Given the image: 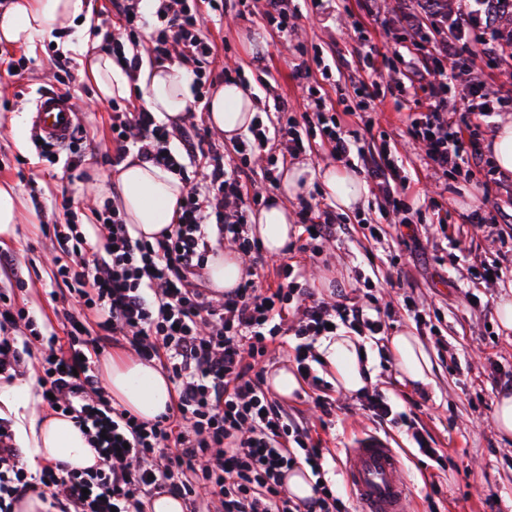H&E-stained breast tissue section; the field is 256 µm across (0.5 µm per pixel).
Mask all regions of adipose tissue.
<instances>
[{
  "label": "adipose tissue",
  "instance_id": "ef3b65f1",
  "mask_svg": "<svg viewBox=\"0 0 512 512\" xmlns=\"http://www.w3.org/2000/svg\"><path fill=\"white\" fill-rule=\"evenodd\" d=\"M92 24L88 0H9L0 8V45L33 51L60 29H71L65 49L78 56L95 83L97 97L106 101L124 99L140 90L147 109L165 122L181 121L194 101L193 76L178 64L142 60L137 78H130L124 62L100 50L90 41ZM258 104L251 91L230 82L219 87L207 103L206 120L227 140H234L252 125ZM320 182L336 207L351 210L369 193L367 184L347 169L313 170L296 165L284 171L281 198L268 201L254 218L263 249L273 257L284 255L298 233L288 211V199L304 195L313 182ZM100 197H115L126 223L136 235L154 240L176 223L185 184L164 167L128 156L110 177L97 185ZM388 347L403 380L426 387L432 381V362L424 345L409 333L389 339ZM328 379L350 395H358L375 381L374 354L362 338L340 333L317 344ZM108 393L114 403L143 421L154 420L170 404L173 386L155 363L136 358H108L102 363ZM41 396L33 384L0 382V412L13 420V442L21 448L31 469L52 462L69 469L95 466L99 458L74 420L64 416L37 415Z\"/></svg>",
  "mask_w": 512,
  "mask_h": 512
}]
</instances>
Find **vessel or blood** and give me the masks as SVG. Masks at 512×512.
<instances>
[{
    "label": "vessel or blood",
    "instance_id": "obj_1",
    "mask_svg": "<svg viewBox=\"0 0 512 512\" xmlns=\"http://www.w3.org/2000/svg\"><path fill=\"white\" fill-rule=\"evenodd\" d=\"M74 112L73 101L62 94L41 93L32 111L36 136L52 143L68 141ZM402 471L399 454L379 434H361L346 448L343 477L359 512H409L411 489Z\"/></svg>",
    "mask_w": 512,
    "mask_h": 512
}]
</instances>
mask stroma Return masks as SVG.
<instances>
[{
  "instance_id": "stroma-1",
  "label": "stroma",
  "mask_w": 512,
  "mask_h": 512,
  "mask_svg": "<svg viewBox=\"0 0 512 512\" xmlns=\"http://www.w3.org/2000/svg\"><path fill=\"white\" fill-rule=\"evenodd\" d=\"M262 0H224L226 21L209 24L219 51L214 71L224 66L241 68L260 101L288 94L297 106L305 104V88L292 77L299 56L276 49L277 34L264 24L259 11ZM306 47L317 48L332 66L337 85L350 89L359 65L355 36L338 13L306 14L299 20ZM268 50L267 71H259L254 57ZM58 52L43 41L36 53L0 46V184L17 191L24 218L14 240L0 244L13 252L23 267L24 285H17L7 268L0 267V293L18 308L34 315L42 332H62L72 301L52 273L60 263L53 241L54 225L71 220L78 231L90 233L98 221L102 199L96 196L94 178L109 176L112 166V114L123 111L122 99L107 103L94 97L91 77L79 63L68 71L56 69ZM18 74H11L9 66ZM44 91L68 94L75 106L74 122L82 138L76 149L60 151L47 160L31 129L15 134L14 116L30 118L33 100ZM406 93L386 95L372 115L371 130L362 131L365 155L373 154L381 137L395 141L398 158L410 170L424 171V160L407 133L405 116L415 111ZM448 223L439 227L429 213L418 223L391 224L382 216L383 202L368 196L365 203L343 210L344 225L331 245L324 247L317 263L306 264L303 275L319 296L330 297L344 289L352 300L377 298L389 307L383 334L369 344L380 357L373 391L388 398L396 411L409 414L415 429L442 451L441 458L421 455L404 426L380 423L361 409L360 397L349 396L330 381L320 387L302 383L282 405L309 420L313 437L333 458L329 480L348 512H357L341 470L346 446L360 433L371 431L390 436L404 459V475L411 483V512H512V436L499 434L495 411L500 387L497 372L512 371V331L503 330L498 306L512 301V223L492 224L475 230L461 220L483 197L478 181L449 175ZM377 235H370V227ZM493 267L497 279L469 305L465 291L476 284L483 269ZM422 311L424 324H416L412 312ZM399 332L417 336L433 363V382L419 389L403 383L393 359L387 358V339ZM334 399L336 408L326 416L315 408L314 396ZM414 429V430H415Z\"/></svg>"
}]
</instances>
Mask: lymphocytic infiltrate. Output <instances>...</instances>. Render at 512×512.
<instances>
[{
	"mask_svg": "<svg viewBox=\"0 0 512 512\" xmlns=\"http://www.w3.org/2000/svg\"><path fill=\"white\" fill-rule=\"evenodd\" d=\"M141 0H112V50L123 53V39L145 26ZM163 28L150 40L160 61L199 66L217 49L202 36L208 17L223 13V0H154ZM426 17L442 32L423 49L415 18H387L381 23L395 43L392 56L381 55L362 23L353 21L357 54L365 71L403 76L418 110L408 117L411 139L437 175H481L484 203L463 214L475 229L506 221L488 199L499 186L495 166L485 156L483 125L500 112H512V0H421ZM296 0H265L262 18L280 40L303 52ZM498 69L508 91L490 87L480 64ZM276 120L251 129L249 141L232 153L197 126L157 122L145 106L129 104L112 117L113 164L128 153L171 171L184 160L197 162L200 179L184 197L176 224L161 239L134 236L120 210L98 226L93 261L83 256L85 242L72 225L57 224L54 238L68 264L58 277L71 294L99 315L96 335L83 338L70 330L66 338L33 335L46 362L39 384L54 396L64 416L75 420L93 442L101 462L83 471L49 464L30 473L7 426H0V512H13L27 492L48 488L59 512H142L155 490L195 498L207 484L218 503L214 512H341L343 502L324 482V452L308 428L289 419L264 385L255 366L282 334L287 312H295L293 359L301 376L315 380L314 344L330 326L379 335L384 311L374 303H356L346 294L315 297L293 264L285 280L259 287L249 278L225 292L210 295L203 270L211 252L236 247L253 265L263 263L261 244L244 215L263 199V188L278 182V159L312 151L320 135L337 161L362 152L358 131L342 127L325 95L297 110L287 96L272 98ZM179 152H171V141ZM364 172L378 196L411 223L407 202L415 180L400 166L390 143H382L377 160ZM298 222L307 230L299 252L320 255V243L335 240L340 224L331 205L302 200ZM125 343L144 360H158L175 382L176 402L155 422H141L103 399L104 387L93 370L107 343ZM173 449L170 462L160 452ZM307 465L317 479L314 498L294 500L285 486L296 465Z\"/></svg>",
	"mask_w": 512,
	"mask_h": 512,
	"instance_id": "1",
	"label": "lymphocytic infiltrate"
}]
</instances>
